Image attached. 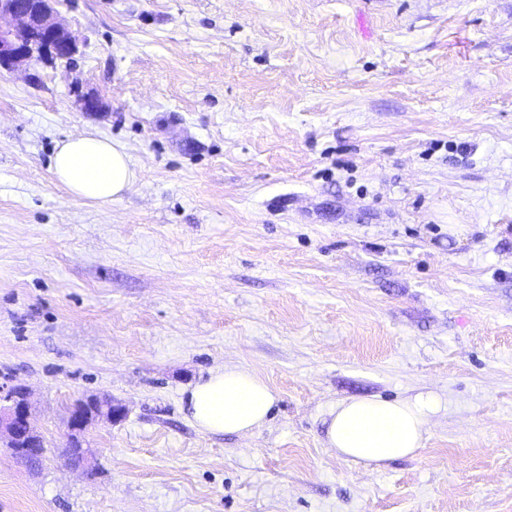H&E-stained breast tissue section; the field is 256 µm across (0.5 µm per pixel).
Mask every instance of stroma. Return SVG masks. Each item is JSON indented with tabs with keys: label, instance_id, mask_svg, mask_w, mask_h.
<instances>
[{
	"label": "stroma",
	"instance_id": "1",
	"mask_svg": "<svg viewBox=\"0 0 512 512\" xmlns=\"http://www.w3.org/2000/svg\"><path fill=\"white\" fill-rule=\"evenodd\" d=\"M74 63L0 73V512H512V0H60ZM101 108L85 111L82 98ZM123 144L105 204L58 141ZM264 378L212 435L211 370ZM438 401L415 456L327 446L353 397ZM91 467L65 460L68 408ZM51 169L70 195L96 203L111 202L129 190L136 178L122 144L91 135L58 142ZM278 401L273 388L257 374L224 367L188 392V417L211 434L251 433L267 420ZM8 406L7 414L0 409V441L6 439L8 448L16 449L19 456L38 462L44 453V441L32 423L28 392L23 387L10 389L3 397ZM123 415L120 406L112 404V399L92 396L75 404L69 411L68 428V462L79 467L88 460L89 449L83 448L80 436L95 421L115 422ZM72 455V456H71Z\"/></svg>",
	"mask_w": 512,
	"mask_h": 512
}]
</instances>
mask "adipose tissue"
Segmentation results:
<instances>
[{"mask_svg":"<svg viewBox=\"0 0 512 512\" xmlns=\"http://www.w3.org/2000/svg\"><path fill=\"white\" fill-rule=\"evenodd\" d=\"M51 169L70 195L96 203L119 197L136 178L122 144L91 135L58 142ZM277 401V393L263 378L228 367L211 372L190 389L188 417L211 434L250 433L266 422ZM437 407L434 397L423 395L342 401L331 413L328 445L366 467L414 455L423 446L428 419Z\"/></svg>","mask_w":512,"mask_h":512,"instance_id":"obj_1","label":"adipose tissue"}]
</instances>
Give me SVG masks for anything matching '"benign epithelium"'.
<instances>
[{
	"mask_svg": "<svg viewBox=\"0 0 512 512\" xmlns=\"http://www.w3.org/2000/svg\"><path fill=\"white\" fill-rule=\"evenodd\" d=\"M57 0H0V70L69 62L78 52L76 39L61 23L54 7ZM4 399L8 412L0 410V438L19 456L37 462L44 453V441L32 423L28 392L23 387L9 390ZM123 415L112 399L92 396L75 404L69 411L68 462L79 467L88 460L89 449L80 436L95 421L115 422Z\"/></svg>",
	"mask_w": 512,
	"mask_h": 512,
	"instance_id": "benign-epithelium-1",
	"label": "benign epithelium"
}]
</instances>
